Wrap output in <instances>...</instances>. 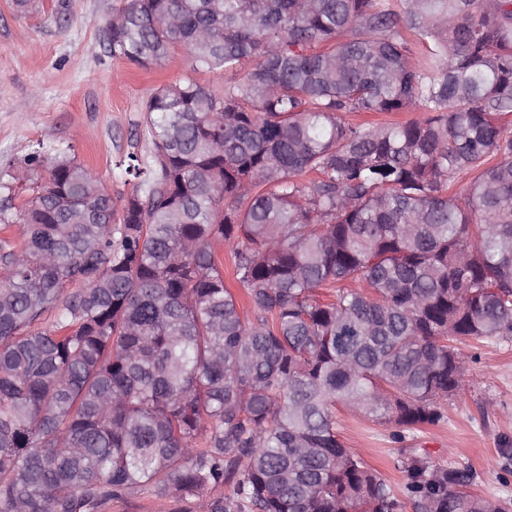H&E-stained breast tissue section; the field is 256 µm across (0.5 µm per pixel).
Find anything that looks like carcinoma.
Instances as JSON below:
<instances>
[{
	"label": "carcinoma",
	"mask_w": 512,
	"mask_h": 512,
	"mask_svg": "<svg viewBox=\"0 0 512 512\" xmlns=\"http://www.w3.org/2000/svg\"><path fill=\"white\" fill-rule=\"evenodd\" d=\"M177 49L230 81L154 90L122 209L43 142L0 209L28 227L0 240V512H105L135 486L229 487L206 512H403L336 406L431 424L455 342L512 338V0H126L109 22L114 58ZM408 476L414 512H506L468 471ZM421 112L418 111H408V112H394L390 114L386 113H364V112H350L345 114V119L347 122L353 125H361L370 122H389V121H398V122H406L410 120H415L419 118Z\"/></svg>",
	"instance_id": "obj_1"
}]
</instances>
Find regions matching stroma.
<instances>
[{"label": "stroma", "mask_w": 512, "mask_h": 512, "mask_svg": "<svg viewBox=\"0 0 512 512\" xmlns=\"http://www.w3.org/2000/svg\"><path fill=\"white\" fill-rule=\"evenodd\" d=\"M42 2L23 11L14 0H0V171L25 185L23 160L33 145H68L123 202L136 186L123 161L131 154L144 165L153 159L148 96L187 77L219 92L228 76L196 66L181 50L149 70L112 58L106 22L125 0ZM458 350L466 372L438 421L401 432L342 411L340 438L397 495L406 492L409 466L421 461L432 469L471 470L475 495L512 502V339L466 340ZM201 505L195 497L137 490L106 512H199Z\"/></svg>", "instance_id": "stroma-1"}]
</instances>
